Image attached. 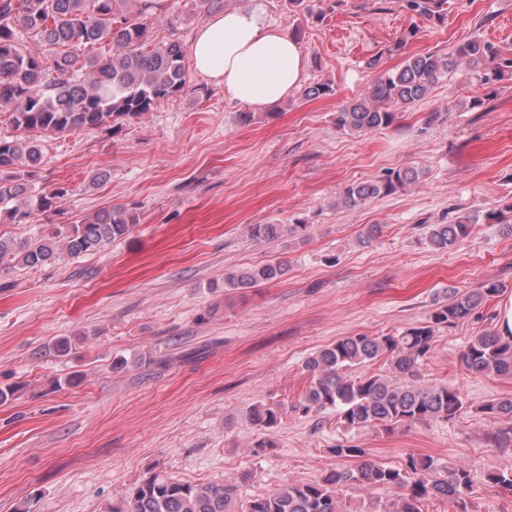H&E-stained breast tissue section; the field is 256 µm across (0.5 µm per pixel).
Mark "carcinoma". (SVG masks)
<instances>
[{
    "instance_id": "cac0c4a2",
    "label": "carcinoma",
    "mask_w": 512,
    "mask_h": 512,
    "mask_svg": "<svg viewBox=\"0 0 512 512\" xmlns=\"http://www.w3.org/2000/svg\"><path fill=\"white\" fill-rule=\"evenodd\" d=\"M193 12L210 15L224 10V0H192ZM406 7L428 18L441 17L443 0H405ZM165 0H0V112H7L16 130L0 137V221L25 223L36 211H57L68 189L37 180L43 139L64 132L114 128L152 111L164 98L184 91L188 72L184 45L177 39L157 42L152 24L165 13ZM28 36L35 48H23ZM494 46L472 39L447 53L408 58L403 67L384 72L364 97L342 108L336 125L367 132L393 124L396 112L422 99L438 78L466 63L484 84L501 79L509 61H498ZM417 173L398 169L376 180L351 184L342 203L355 208L415 181ZM135 214L120 208L103 210L87 224H73L66 234L52 229L33 242L18 245L0 237V274L35 268L55 260L97 251L126 237ZM473 224L461 216L452 224H430L427 241L443 251L468 238ZM306 224H251L256 240H274L283 233L300 235ZM279 264L267 263L224 273V287L247 288L276 280ZM499 293L498 284L448 289L435 300L427 322L397 334H357L336 340L305 362L311 381L299 408L333 411L344 424L389 430L405 424L449 421L466 408L459 387L418 383L419 366L430 355L435 334L455 326ZM378 360L385 371L358 374L355 369ZM475 375L512 376V335L494 330L476 332L461 353ZM489 417L512 418V399H491L476 405ZM254 425L271 428L281 421L278 405L259 403L248 411ZM338 458L354 460L349 468L327 471L316 480L282 484L242 501L239 482L187 483L153 475L135 485L107 512H347L340 492L348 485H366L393 493L373 512H422L430 498L448 500L452 512H471L469 470L462 464L442 465L430 455H410L394 467L371 458L369 450L338 443ZM488 481L512 495V470L488 475Z\"/></svg>"
}]
</instances>
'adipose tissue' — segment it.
<instances>
[{
  "label": "adipose tissue",
  "mask_w": 512,
  "mask_h": 512,
  "mask_svg": "<svg viewBox=\"0 0 512 512\" xmlns=\"http://www.w3.org/2000/svg\"><path fill=\"white\" fill-rule=\"evenodd\" d=\"M190 53L196 73L223 86L231 100L255 109L288 98L305 72L298 44L244 9L211 15L196 30Z\"/></svg>",
  "instance_id": "ef3b65f1"
}]
</instances>
